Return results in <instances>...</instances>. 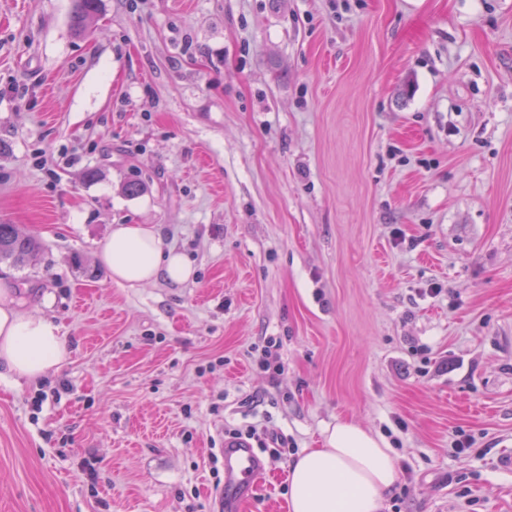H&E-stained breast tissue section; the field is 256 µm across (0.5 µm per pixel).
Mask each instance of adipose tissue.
<instances>
[{
    "mask_svg": "<svg viewBox=\"0 0 512 512\" xmlns=\"http://www.w3.org/2000/svg\"><path fill=\"white\" fill-rule=\"evenodd\" d=\"M97 256L119 284H184L194 275L183 254L163 248L151 224L114 225ZM66 354L60 326L22 313L12 288L0 284V375L34 381L57 369ZM399 477L398 454L385 438L339 421L326 428L322 447L306 449L292 464L288 506L290 512H381Z\"/></svg>",
    "mask_w": 512,
    "mask_h": 512,
    "instance_id": "1",
    "label": "adipose tissue"
}]
</instances>
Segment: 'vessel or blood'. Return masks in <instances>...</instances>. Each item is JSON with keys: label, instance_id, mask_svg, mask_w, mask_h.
<instances>
[{"label": "vessel or blood", "instance_id": "vessel-or-blood-1", "mask_svg": "<svg viewBox=\"0 0 512 512\" xmlns=\"http://www.w3.org/2000/svg\"><path fill=\"white\" fill-rule=\"evenodd\" d=\"M223 454L224 487L216 496L215 512H244L269 462L259 449L245 442L225 444Z\"/></svg>", "mask_w": 512, "mask_h": 512}]
</instances>
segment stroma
Here are the masks:
<instances>
[{"instance_id":"stroma-1","label":"stroma","mask_w":512,"mask_h":512,"mask_svg":"<svg viewBox=\"0 0 512 512\" xmlns=\"http://www.w3.org/2000/svg\"><path fill=\"white\" fill-rule=\"evenodd\" d=\"M73 9L0 0V224L41 245L0 280L71 351L41 406L0 378V512H210L251 424L288 447L246 512H288L340 419L400 457L382 512H512V0ZM115 224L193 280L113 282Z\"/></svg>"}]
</instances>
